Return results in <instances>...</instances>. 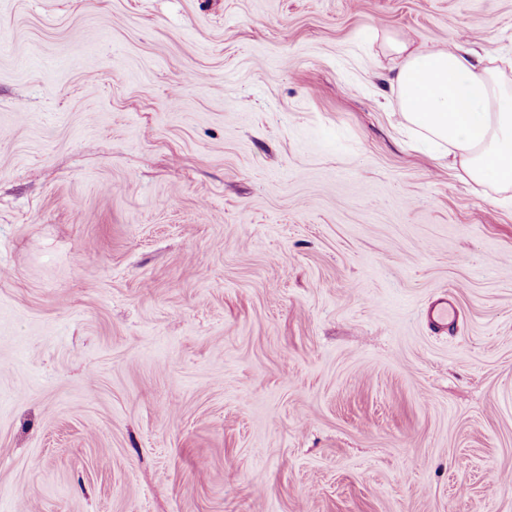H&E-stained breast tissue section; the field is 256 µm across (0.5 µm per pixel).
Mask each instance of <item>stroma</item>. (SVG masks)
<instances>
[{"label": "stroma", "mask_w": 512, "mask_h": 512, "mask_svg": "<svg viewBox=\"0 0 512 512\" xmlns=\"http://www.w3.org/2000/svg\"><path fill=\"white\" fill-rule=\"evenodd\" d=\"M384 33L512 0H0V512H512V205Z\"/></svg>", "instance_id": "stroma-1"}]
</instances>
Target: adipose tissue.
Instances as JSON below:
<instances>
[{"mask_svg":"<svg viewBox=\"0 0 512 512\" xmlns=\"http://www.w3.org/2000/svg\"><path fill=\"white\" fill-rule=\"evenodd\" d=\"M396 61L390 84L399 125L449 168L475 183L512 189V78L460 46L415 44L386 35Z\"/></svg>","mask_w":512,"mask_h":512,"instance_id":"1","label":"adipose tissue"}]
</instances>
